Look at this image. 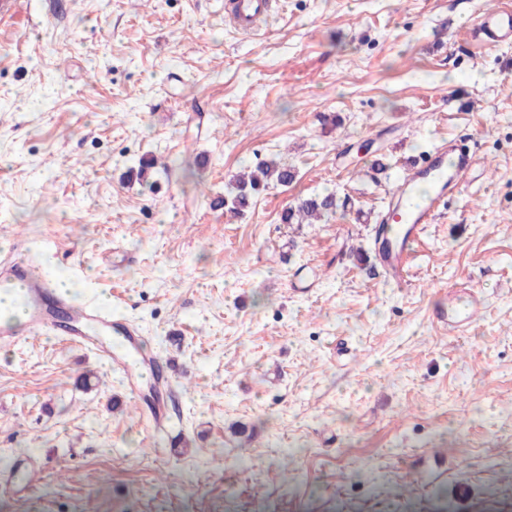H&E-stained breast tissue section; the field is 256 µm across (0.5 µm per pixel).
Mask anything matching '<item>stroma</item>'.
Segmentation results:
<instances>
[{"instance_id": "stroma-1", "label": "stroma", "mask_w": 512, "mask_h": 512, "mask_svg": "<svg viewBox=\"0 0 512 512\" xmlns=\"http://www.w3.org/2000/svg\"><path fill=\"white\" fill-rule=\"evenodd\" d=\"M19 0L0 22V251L112 304L174 363L172 426L51 336L0 348V512H512V43L488 0ZM484 164L399 288L374 221L422 152ZM294 167L245 218L243 166ZM387 164L385 173L372 168ZM333 215L285 224L297 198ZM486 302L457 336L450 287ZM234 27L242 32L255 34L272 11L271 0H229L224 5ZM477 34L482 40L500 44L512 41V9L507 4L499 3L490 12L482 11L479 16ZM485 299L473 287L449 288L448 300L434 312L435 320L456 335H466L484 318ZM30 458L31 454L18 456L13 469L7 474V480L24 487L41 483L42 471L30 465Z\"/></svg>"}]
</instances>
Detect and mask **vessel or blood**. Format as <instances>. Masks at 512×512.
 <instances>
[{
  "instance_id": "b4317fda",
  "label": "vessel or blood",
  "mask_w": 512,
  "mask_h": 512,
  "mask_svg": "<svg viewBox=\"0 0 512 512\" xmlns=\"http://www.w3.org/2000/svg\"><path fill=\"white\" fill-rule=\"evenodd\" d=\"M224 10L237 30L255 34L272 11V0H226ZM477 33L489 43L512 41V7L501 2L493 11L481 13ZM474 165L469 152L451 154L441 147L408 175L407 184L424 181L431 184L432 192L408 216L391 211L388 223L377 230L375 249L378 262L398 287L410 283L408 263L427 224L445 207L449 192L460 189L470 178ZM0 291L17 296L24 306L23 317L0 318V343H16L37 333H48L89 348L106 365L119 367L132 397L142 396L147 389H170L172 368L142 352L137 327L113 317L97 300L71 302L51 278L36 273L29 260L19 255L0 259ZM484 314L483 295L475 288L461 287L449 289L447 300L435 310L434 318L455 334L465 335L483 320ZM7 479L30 487L41 483L43 474L31 466L25 454L16 458Z\"/></svg>"
}]
</instances>
